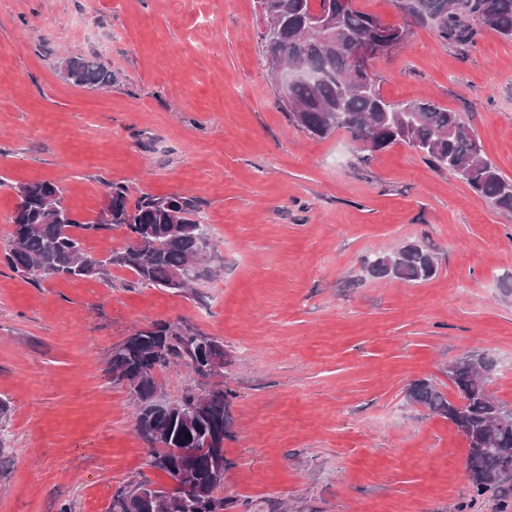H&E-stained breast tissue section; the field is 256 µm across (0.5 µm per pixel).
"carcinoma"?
<instances>
[{"mask_svg":"<svg viewBox=\"0 0 512 512\" xmlns=\"http://www.w3.org/2000/svg\"><path fill=\"white\" fill-rule=\"evenodd\" d=\"M414 20L432 26L439 38L466 46L490 29L512 38V0H395ZM276 21L268 35L258 34L262 54L278 58L294 75L277 92L288 121L309 135L324 139L342 129L360 141L368 140L377 152L404 143L422 154L436 169H449L480 198L503 210H512V178L503 175L476 147L474 130L459 113L432 101L392 102L379 88V79L366 89H353L349 42L376 38L379 17L356 7L344 12L343 30L331 39L312 28L314 19L336 9V0H266ZM59 72L77 87L103 89L112 85V69L96 56L64 59ZM19 203L10 228L0 239L3 262L35 285L54 276L104 279L114 268L127 269L136 283L173 293L185 292L211 278L212 269L199 270L191 282L175 279L201 250L197 202L180 195L143 194L131 200L128 187L108 185L112 206L107 223L100 218L79 220L63 204V190L50 181L17 186ZM126 230V244L102 258L86 246L88 235ZM373 278L424 282L437 274L432 250L417 243L375 256L365 266ZM223 342L187 323L154 322L137 329L112 348L108 371L128 387L135 406V429L151 447L149 465L169 479L189 486L177 493L150 480L131 481L117 487L107 512H237L238 499L220 495L230 462L224 442L233 437L231 392L220 386L207 391V403L197 402L196 389H185L165 406L155 402L162 390L155 378L159 370L184 364L200 375L208 374V353L220 351ZM491 365L471 355L456 366L450 381L463 407L431 380L410 384L407 398L440 416L467 436V469L472 497L506 483L500 474L512 468V421L492 427L497 413L507 409L476 387L477 372L471 361Z\"/></svg>","mask_w":512,"mask_h":512,"instance_id":"carcinoma-1","label":"carcinoma"}]
</instances>
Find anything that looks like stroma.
Listing matches in <instances>:
<instances>
[{
  "mask_svg": "<svg viewBox=\"0 0 512 512\" xmlns=\"http://www.w3.org/2000/svg\"><path fill=\"white\" fill-rule=\"evenodd\" d=\"M354 4L409 30L373 64L383 95L460 113L512 178V39L459 47L394 0ZM70 54L116 82H64ZM360 155L345 131L289 122L255 0H0V235L21 183H55L81 220L122 183L198 200L219 271L195 297L121 270L37 286L0 263V512H107L122 483L169 486L107 370L154 321L193 324L232 356L221 377L176 365L158 381L170 399L232 392L224 493L242 512H512V482L472 498L464 437L406 397L421 378L455 397L446 365L482 353L512 408V212L406 145ZM409 242L432 249L433 278L366 275Z\"/></svg>",
  "mask_w": 512,
  "mask_h": 512,
  "instance_id": "stroma-1",
  "label": "stroma"
}]
</instances>
